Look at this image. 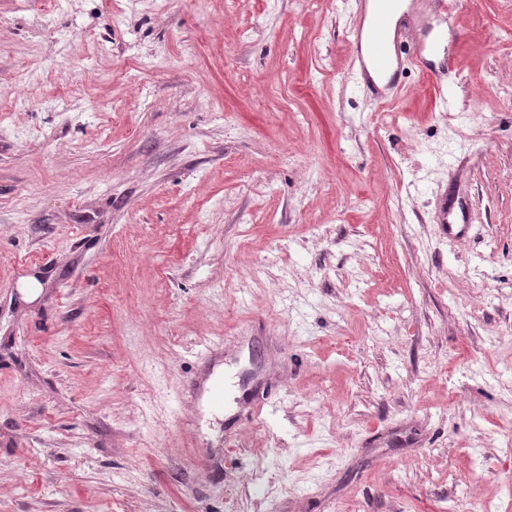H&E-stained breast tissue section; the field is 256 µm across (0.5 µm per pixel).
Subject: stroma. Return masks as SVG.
<instances>
[{
	"label": "stroma",
	"mask_w": 512,
	"mask_h": 512,
	"mask_svg": "<svg viewBox=\"0 0 512 512\" xmlns=\"http://www.w3.org/2000/svg\"><path fill=\"white\" fill-rule=\"evenodd\" d=\"M354 20L0 0V512H512V0L445 117ZM448 191L446 187L441 194V224L446 236L457 238L464 235L468 224H466L463 208L460 205L456 206L457 200L453 193Z\"/></svg>",
	"instance_id": "35a3bbf8"
}]
</instances>
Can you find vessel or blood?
I'll return each mask as SVG.
<instances>
[{"mask_svg": "<svg viewBox=\"0 0 512 512\" xmlns=\"http://www.w3.org/2000/svg\"><path fill=\"white\" fill-rule=\"evenodd\" d=\"M466 0H411V17L406 24L394 21L396 0H375L370 23H357L348 34L356 70L371 97L383 104L399 99L407 67H415L429 85L442 94L443 111L453 105L445 94L448 81L458 71L456 57L448 48V8ZM441 224L446 236L464 235L467 224L453 193L441 194Z\"/></svg>", "mask_w": 512, "mask_h": 512, "instance_id": "b4317fda", "label": "vessel or blood"}]
</instances>
